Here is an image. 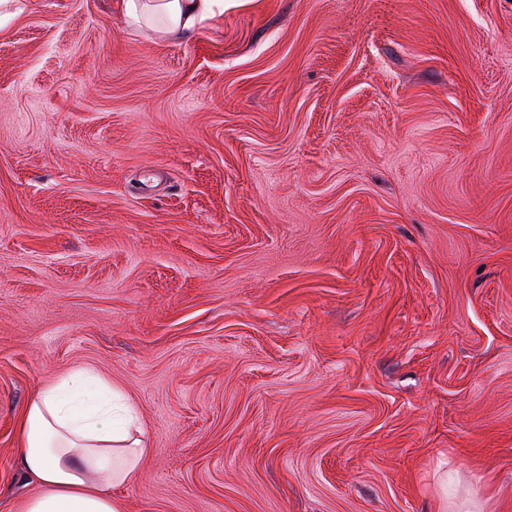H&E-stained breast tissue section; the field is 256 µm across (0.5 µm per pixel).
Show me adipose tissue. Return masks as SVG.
I'll return each mask as SVG.
<instances>
[{
    "label": "adipose tissue",
    "instance_id": "obj_1",
    "mask_svg": "<svg viewBox=\"0 0 512 512\" xmlns=\"http://www.w3.org/2000/svg\"><path fill=\"white\" fill-rule=\"evenodd\" d=\"M217 2L114 0L113 7L129 24L182 35L213 19ZM89 378L78 369L30 397L18 427L17 468L40 491L21 512H119L112 490L137 476L148 450L135 433L132 403H80Z\"/></svg>",
    "mask_w": 512,
    "mask_h": 512
}]
</instances>
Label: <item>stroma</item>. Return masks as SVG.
<instances>
[{"mask_svg":"<svg viewBox=\"0 0 512 512\" xmlns=\"http://www.w3.org/2000/svg\"><path fill=\"white\" fill-rule=\"evenodd\" d=\"M0 26V512L31 393L136 408L120 512H512V0ZM457 476L454 470L451 468L443 469L440 477L439 484L442 489V493L438 498L437 512H479V501L473 495L466 498L463 501H458L450 494V489L456 482Z\"/></svg>","mask_w":512,"mask_h":512,"instance_id":"stroma-1","label":"stroma"}]
</instances>
